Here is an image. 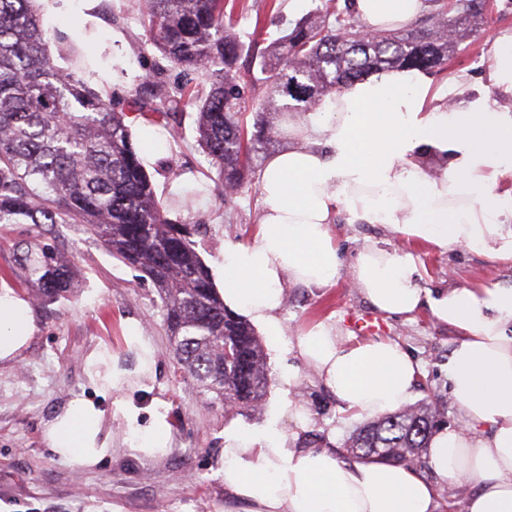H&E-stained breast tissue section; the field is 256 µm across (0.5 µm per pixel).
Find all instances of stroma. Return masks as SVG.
Here are the masks:
<instances>
[{
    "mask_svg": "<svg viewBox=\"0 0 512 512\" xmlns=\"http://www.w3.org/2000/svg\"><path fill=\"white\" fill-rule=\"evenodd\" d=\"M489 5V27L460 44L446 76L434 78V86L460 76L472 86L482 82L488 39L512 35V0H489ZM311 6V0H283L281 10L275 11L266 0H244L238 28L272 40ZM138 7V0L39 3L46 29L66 36L70 43L61 66H86L96 90L120 98L134 87L149 94L146 76L162 64L158 52L143 53L137 47L143 34ZM129 125L157 193L168 204L169 219L199 225L193 239L205 264L223 261L225 243L253 238L262 213L260 198L252 192L224 208L197 146L192 114H184L177 136L135 116ZM331 234L346 266L365 244L382 236L379 226L350 223L342 210ZM34 237L74 257L81 285L71 299L41 303L14 278L9 244ZM0 238L7 241L0 247V289H12L28 301L39 322L34 339L18 359L0 364V512H245L243 504L227 498L224 481L216 474L226 427L250 429L275 415L281 428L298 434L300 441L320 440L338 449L362 425V418L343 411L311 370L290 365L287 353L269 346L264 352L271 384L262 406L226 417L223 403L202 395L191 379L178 373L162 301L142 273L70 224L51 229L0 224ZM392 245L418 256L419 285L424 289L512 284V265L487 256L464 249L439 253L398 239ZM326 318L349 342L371 337L399 343L420 364L417 400L433 394L447 397L444 362L456 333L438 323L428 309L408 317L378 312L355 288L348 269L327 288L288 286L282 310L285 339H295L307 325ZM367 319L374 324L368 334L359 328ZM137 335L153 350L147 375L140 371L141 351L133 341ZM96 352L125 371L124 397L138 409L142 428L153 427L155 415L163 416L168 453L141 458L129 450L124 422L112 411L111 388L88 374L87 359ZM76 397L103 412V431L112 442L111 455L94 466L61 460L44 438L45 422ZM300 403L310 411L301 430L293 422V408Z\"/></svg>",
    "mask_w": 512,
    "mask_h": 512,
    "instance_id": "1",
    "label": "stroma"
}]
</instances>
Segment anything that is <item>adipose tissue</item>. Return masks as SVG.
<instances>
[{"label": "adipose tissue", "mask_w": 512, "mask_h": 512, "mask_svg": "<svg viewBox=\"0 0 512 512\" xmlns=\"http://www.w3.org/2000/svg\"><path fill=\"white\" fill-rule=\"evenodd\" d=\"M356 18L372 30H398L418 20L425 0H354ZM487 89H470L456 106L458 81L435 89L427 75L392 70L354 83L321 111L289 126L293 144L269 157L259 178L264 204L253 239L224 248L211 269L224 306L272 342L283 334L286 283L325 288L342 260L330 227L337 210L351 222L380 225L431 249L460 248L512 261V36L488 45ZM353 283L379 312L428 308L457 338L446 360L448 396L461 423L434 434L426 467L350 462L333 448H307L277 418L243 432L224 431L217 471L227 497L247 512H438L432 476L470 485L463 512H512V285L420 288L419 265L387 241L362 248ZM38 325L31 307L0 290V362L15 359ZM286 351L307 366L344 411L377 417L411 403L420 367L397 343L342 341L320 321ZM107 380L131 450L165 454L168 439L141 429L121 397L125 374ZM101 412L74 398L45 428L60 458L86 466L108 456Z\"/></svg>", "instance_id": "1"}]
</instances>
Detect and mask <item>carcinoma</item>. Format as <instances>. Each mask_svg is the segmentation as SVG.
Segmentation results:
<instances>
[{"label":"carcinoma","instance_id":"carcinoma-1","mask_svg":"<svg viewBox=\"0 0 512 512\" xmlns=\"http://www.w3.org/2000/svg\"><path fill=\"white\" fill-rule=\"evenodd\" d=\"M429 2L410 27L367 36L351 0H312L305 17L263 46L234 32L237 0H144L141 48L158 50L184 80L171 86L156 72L151 97L134 89L116 102L54 63L38 0H0V224L82 226L158 288L173 354L197 387L230 402L228 414L257 408L271 383L261 342L224 308L188 225L168 221L128 115L176 133L194 110L197 143L230 205L257 189L282 122L321 110L326 96L373 74L448 71L459 45L484 26L486 0ZM14 253V274L44 301L79 287L75 264L53 248L27 241ZM444 410L432 399L408 405L359 426L342 449L358 461L420 465Z\"/></svg>","mask_w":512,"mask_h":512}]
</instances>
